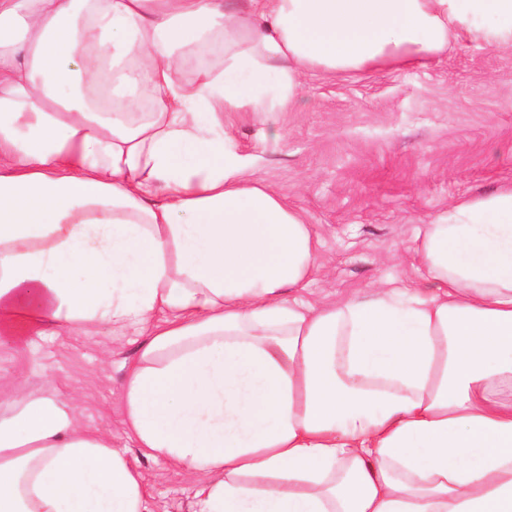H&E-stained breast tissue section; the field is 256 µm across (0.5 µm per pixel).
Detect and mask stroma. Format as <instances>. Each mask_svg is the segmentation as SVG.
Wrapping results in <instances>:
<instances>
[{
	"instance_id": "1",
	"label": "stroma",
	"mask_w": 512,
	"mask_h": 512,
	"mask_svg": "<svg viewBox=\"0 0 512 512\" xmlns=\"http://www.w3.org/2000/svg\"><path fill=\"white\" fill-rule=\"evenodd\" d=\"M257 175L300 209L319 239L312 303L416 275V229L460 198L512 182V51L462 40L423 67L342 78L309 73L298 110L269 125L228 118ZM280 137H273V130ZM145 330L60 331L21 346L0 338V358L30 390L54 378L84 423L127 449L147 478L150 512H191L193 478L145 456L129 433L120 393Z\"/></svg>"
}]
</instances>
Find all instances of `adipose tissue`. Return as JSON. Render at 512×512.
<instances>
[{"label":"adipose tissue","instance_id":"adipose-tissue-1","mask_svg":"<svg viewBox=\"0 0 512 512\" xmlns=\"http://www.w3.org/2000/svg\"><path fill=\"white\" fill-rule=\"evenodd\" d=\"M462 37L512 50V0H0V334L150 325L126 424L192 512H512V184L421 225L416 281L314 306L318 240L226 128ZM145 488L53 383L0 392V512Z\"/></svg>","mask_w":512,"mask_h":512}]
</instances>
